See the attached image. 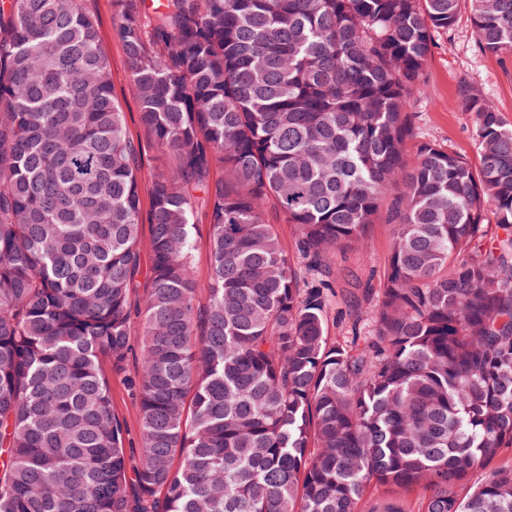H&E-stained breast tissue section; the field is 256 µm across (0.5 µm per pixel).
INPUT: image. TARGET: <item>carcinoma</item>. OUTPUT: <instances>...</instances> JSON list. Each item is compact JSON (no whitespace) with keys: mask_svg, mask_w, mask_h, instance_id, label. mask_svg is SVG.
Instances as JSON below:
<instances>
[{"mask_svg":"<svg viewBox=\"0 0 512 512\" xmlns=\"http://www.w3.org/2000/svg\"><path fill=\"white\" fill-rule=\"evenodd\" d=\"M112 8L165 173L82 0L0 4V512H408L362 507L372 485L512 512V465L490 467L512 448V124L463 80L476 163L404 155L435 34L465 10L481 52L511 55L512 0ZM381 218L383 280L332 336L333 251ZM131 356L136 442L102 368ZM196 224V251L194 262V275L200 282L209 277V224L204 211L199 210L195 217Z\"/></svg>","mask_w":512,"mask_h":512,"instance_id":"cac0c4a2","label":"carcinoma"}]
</instances>
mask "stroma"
<instances>
[{"label":"stroma","mask_w":512,"mask_h":512,"mask_svg":"<svg viewBox=\"0 0 512 512\" xmlns=\"http://www.w3.org/2000/svg\"><path fill=\"white\" fill-rule=\"evenodd\" d=\"M85 7L100 23L112 87L123 105L127 131L142 146L145 170L160 172L166 167L168 155L140 122V106L129 81V62L112 23V0H85ZM436 43L425 68L424 91L411 99L417 137L472 162L476 159V147L470 116L463 112L458 101L459 83L466 79L481 88L504 120L512 123V56L503 58L479 52L464 13L452 30L437 34ZM391 241V225L379 222L369 226L357 249L337 253L334 259L336 289L348 288L350 278L363 280L371 272H382Z\"/></svg>","instance_id":"1"}]
</instances>
